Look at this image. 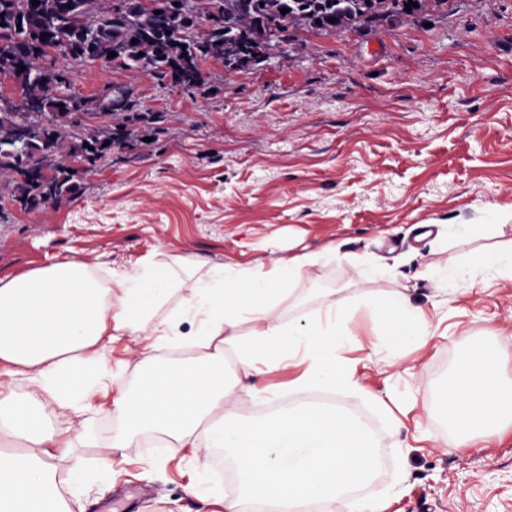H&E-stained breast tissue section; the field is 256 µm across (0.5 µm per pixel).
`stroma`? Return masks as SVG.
<instances>
[{
  "mask_svg": "<svg viewBox=\"0 0 512 512\" xmlns=\"http://www.w3.org/2000/svg\"><path fill=\"white\" fill-rule=\"evenodd\" d=\"M207 95L160 87L140 70L74 65L71 91L135 90L144 111L165 116L161 134L134 124L130 153L75 176L60 203L21 210L0 178V279L66 260L100 279L110 270L162 266L181 280L212 267L271 265L304 253L328 262L294 284L287 320L315 315L333 293L345 318L341 354L359 390L336 396L371 420L378 474L366 489L385 512H512V429L464 448L424 410L475 347L512 353V279L479 267L512 245V0H450L365 31H295L266 68L225 75L200 65ZM481 225L479 234L462 229ZM456 260L454 285L431 269ZM422 308L423 346L390 349L370 309L393 294ZM188 289H173L152 320L174 337L147 349L125 336L104 352L111 385L131 390L146 362L196 358ZM85 441L72 461L88 476L72 512H224L237 497L215 453L171 448L163 438L116 450L118 421L74 419Z\"/></svg>",
  "mask_w": 512,
  "mask_h": 512,
  "instance_id": "stroma-1",
  "label": "stroma"
}]
</instances>
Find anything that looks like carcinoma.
Wrapping results in <instances>:
<instances>
[{
	"label": "carcinoma",
	"mask_w": 512,
	"mask_h": 512,
	"mask_svg": "<svg viewBox=\"0 0 512 512\" xmlns=\"http://www.w3.org/2000/svg\"><path fill=\"white\" fill-rule=\"evenodd\" d=\"M154 2L147 8L142 0H112L103 8L100 0H0V76L27 70L19 99L27 111L0 106V174L14 183L12 201L20 208L34 210L71 194L72 161L94 167L112 149H131L136 142L130 120L139 101L132 90L113 89L100 111L87 99L63 108L58 90L67 68L56 64L53 52L66 60L142 69L164 88L192 93L204 86L200 62L208 57L224 60L229 74L240 70L223 47L240 46L264 23L330 35L377 27L395 16L442 12L449 0H413L417 6L409 11L408 0H199L200 6L175 17L163 0ZM116 47L120 51L109 57ZM81 106L108 126L68 141L63 120Z\"/></svg>",
	"instance_id": "obj_1"
}]
</instances>
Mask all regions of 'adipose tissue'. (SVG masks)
I'll list each match as a JSON object with an SVG mask.
<instances>
[{
    "mask_svg": "<svg viewBox=\"0 0 512 512\" xmlns=\"http://www.w3.org/2000/svg\"><path fill=\"white\" fill-rule=\"evenodd\" d=\"M323 262L312 252L267 268L220 266L207 283H190L186 305L205 313L194 331L205 354L151 365L134 389L119 392L110 412L123 431L113 447H135L148 433L181 448L230 445L239 496L225 501V512H240L243 499L274 505L276 512H300L311 502L321 512H383V502L355 494L378 465L372 437L357 416L328 403L289 405L255 423L245 419V403L265 401L264 389L253 387L243 400L224 381L230 350L248 377L300 366L290 384L296 391L355 386V372L340 355L336 322L342 314L334 300L322 296L328 316L309 324L281 316L291 283ZM176 285L159 267L116 271L104 283L73 260L0 280V512H70L57 473L73 441L65 428L47 433V419L95 410L106 345L122 336L160 335L147 322ZM386 309L384 337L395 346L415 340L421 310L401 295L387 299ZM242 322L250 325L244 337L234 332ZM511 360L504 351L492 357L476 349L460 363L427 409L450 426L445 447L462 448L512 427V390L502 383ZM21 381L32 385L23 400L14 391Z\"/></svg>",
    "mask_w": 512,
    "mask_h": 512,
    "instance_id": "adipose-tissue-1",
    "label": "adipose tissue"
}]
</instances>
